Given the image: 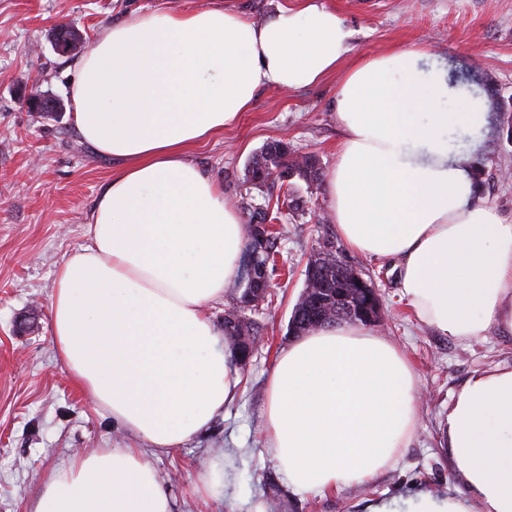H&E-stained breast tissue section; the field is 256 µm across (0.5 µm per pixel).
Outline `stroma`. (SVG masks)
<instances>
[{
	"label": "stroma",
	"mask_w": 512,
	"mask_h": 512,
	"mask_svg": "<svg viewBox=\"0 0 512 512\" xmlns=\"http://www.w3.org/2000/svg\"><path fill=\"white\" fill-rule=\"evenodd\" d=\"M209 0H0V512H32L42 479L75 451L131 444V437L97 411L68 380L51 340L49 304L55 271L88 239V215L118 165L82 142L70 109L53 118L28 111L25 96L40 83L68 99L74 56L58 55L53 30H79L87 52L107 26L134 11L193 10ZM351 32L352 57L395 48L423 51V69L442 63L475 75L480 107L512 101V0H322ZM340 74L295 91L257 90L237 124L191 149V160L239 206L245 169L266 144L286 138L300 153L315 154L323 173L336 164L342 139L333 112ZM466 146L479 138L472 160L478 200L512 218V141L497 124L454 129ZM281 216L284 228L274 303L262 318L260 343L235 400L208 428L181 448L145 449L173 512H365L377 499L405 502L418 492L445 497L462 491L456 465L439 444V426L473 376L512 367V335L489 329L466 342L422 323L402 299L398 270L344 248L326 211L327 190ZM369 275L381 299L384 330L406 355L422 394L418 428L393 469L341 493L298 494L284 482L264 434L266 385L276 358L291 343L288 321L304 283L305 265L325 242ZM224 454L223 487L196 490L203 463Z\"/></svg>",
	"instance_id": "obj_1"
}]
</instances>
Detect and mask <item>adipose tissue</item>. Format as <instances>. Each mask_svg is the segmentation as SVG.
<instances>
[{"label": "adipose tissue", "instance_id": "1", "mask_svg": "<svg viewBox=\"0 0 512 512\" xmlns=\"http://www.w3.org/2000/svg\"><path fill=\"white\" fill-rule=\"evenodd\" d=\"M350 33L319 0L260 24L221 5L132 15L75 60L81 138L118 161L90 213L88 243L57 268L50 299L61 368L102 412L159 451L222 416L241 379L207 313L242 275L245 230L193 145L236 122L263 86L340 73L344 136L327 211L354 252L395 261L417 318L457 341L512 334V220L478 202L471 157L449 126L485 124L445 66L421 51L349 60ZM456 97L459 111L443 109ZM404 354L364 324L320 327L278 355L267 386L268 446L299 493L336 492L392 468L417 425ZM442 434L460 495L420 493L408 512H512V368L471 378ZM32 512H173L136 448L74 452L46 476Z\"/></svg>", "mask_w": 512, "mask_h": 512}]
</instances>
